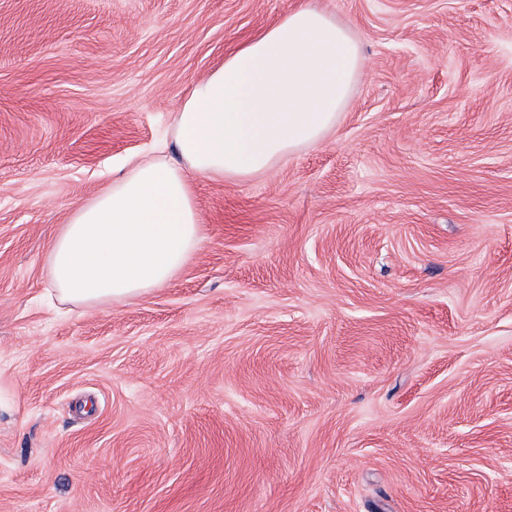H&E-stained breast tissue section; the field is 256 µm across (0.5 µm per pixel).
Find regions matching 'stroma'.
I'll return each instance as SVG.
<instances>
[{
	"label": "stroma",
	"instance_id": "35a3bbf8",
	"mask_svg": "<svg viewBox=\"0 0 512 512\" xmlns=\"http://www.w3.org/2000/svg\"><path fill=\"white\" fill-rule=\"evenodd\" d=\"M302 0H0V512H512V0H311L335 129L196 179L165 286L47 256L191 87Z\"/></svg>",
	"mask_w": 512,
	"mask_h": 512
}]
</instances>
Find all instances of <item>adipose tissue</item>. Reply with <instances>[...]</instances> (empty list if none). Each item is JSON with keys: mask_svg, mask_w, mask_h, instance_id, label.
Masks as SVG:
<instances>
[{"mask_svg": "<svg viewBox=\"0 0 512 512\" xmlns=\"http://www.w3.org/2000/svg\"><path fill=\"white\" fill-rule=\"evenodd\" d=\"M363 65L352 28L308 4L243 42L175 114L174 157L139 160L74 211L47 259L59 300L130 302L170 282L202 242L193 178H251L318 144Z\"/></svg>", "mask_w": 512, "mask_h": 512, "instance_id": "1", "label": "adipose tissue"}]
</instances>
